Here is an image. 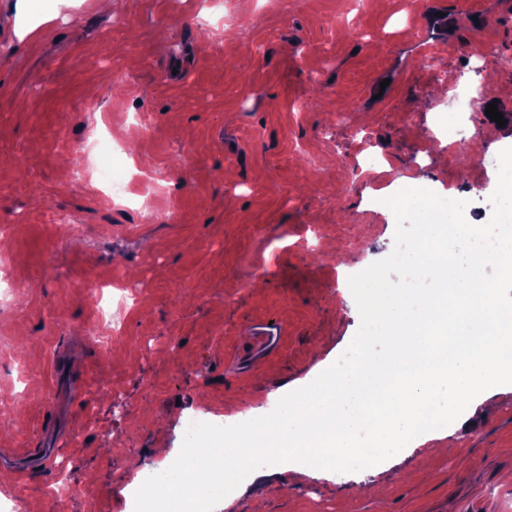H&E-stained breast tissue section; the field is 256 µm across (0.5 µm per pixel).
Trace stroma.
Instances as JSON below:
<instances>
[{
    "label": "stroma",
    "mask_w": 512,
    "mask_h": 512,
    "mask_svg": "<svg viewBox=\"0 0 512 512\" xmlns=\"http://www.w3.org/2000/svg\"><path fill=\"white\" fill-rule=\"evenodd\" d=\"M50 12L42 35L18 26ZM445 23H437V14ZM512 0H0V455L53 431L73 491L51 506L55 469L0 464L21 512H126L123 486L175 461L192 415L269 414L360 326L350 274L393 249L373 205L424 179L440 196L491 195L483 156L512 123L452 100L512 103ZM489 43L497 60L472 52ZM469 129L457 158L442 111ZM372 134L385 160L351 166ZM137 144L155 215L74 178L67 144ZM134 294L105 313L91 289ZM282 341L253 358L250 326ZM96 337H88V329ZM109 394H101L100 383ZM471 427L405 449L375 471L295 479L283 469L222 512H512V393L471 408Z\"/></svg>",
    "instance_id": "1"
}]
</instances>
